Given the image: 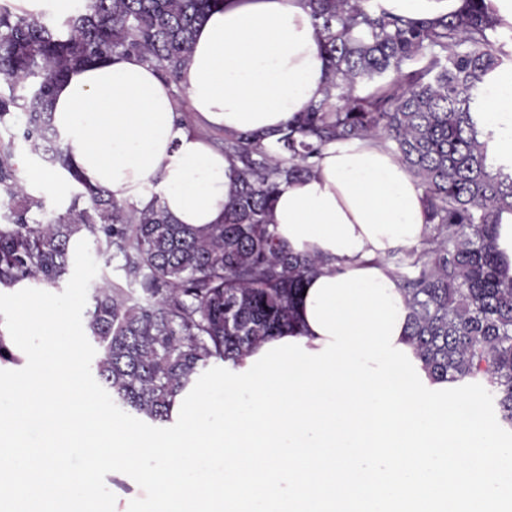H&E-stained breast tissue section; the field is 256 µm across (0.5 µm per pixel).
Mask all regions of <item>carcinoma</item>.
<instances>
[{"label": "carcinoma", "instance_id": "obj_1", "mask_svg": "<svg viewBox=\"0 0 512 512\" xmlns=\"http://www.w3.org/2000/svg\"><path fill=\"white\" fill-rule=\"evenodd\" d=\"M223 3L86 0L51 25L41 11L0 0V128L24 114L31 152L65 179L64 211L51 215L20 176L14 138H0V288H62L70 240L82 231L106 263L122 258L124 281L145 299L114 282L93 297L95 376L137 416L165 422L200 369L296 326L294 297L325 261L279 240L269 220L275 196L325 145L376 137L422 189L421 247L388 257L410 309L409 340L430 376L483 385L498 423L512 429V279L499 245L500 224L512 219V159L491 154L503 134L481 99L512 64V36L499 37L483 0L432 20L393 14L380 0H307L321 30L322 96L273 146L224 134L237 184L224 223L196 230L174 223L158 196L134 208L75 174L51 103L74 69L136 55L174 84L185 112L179 76L194 31Z\"/></svg>", "mask_w": 512, "mask_h": 512}]
</instances>
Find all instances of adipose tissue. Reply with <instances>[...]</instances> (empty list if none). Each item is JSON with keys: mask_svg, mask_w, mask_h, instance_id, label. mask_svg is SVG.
Returning <instances> with one entry per match:
<instances>
[{"mask_svg": "<svg viewBox=\"0 0 512 512\" xmlns=\"http://www.w3.org/2000/svg\"><path fill=\"white\" fill-rule=\"evenodd\" d=\"M324 81L321 35L306 0H224L197 29L179 85L135 56L83 67L56 87L52 124L85 182L138 208L160 196L175 223L204 228L223 223L236 171L202 128L274 141L320 98ZM178 86L196 129L180 120ZM421 197L378 139L334 142L310 173L282 186L271 223L294 254L328 259L306 290L321 276L375 268L397 295L386 258L423 240Z\"/></svg>", "mask_w": 512, "mask_h": 512, "instance_id": "ef3b65f1", "label": "adipose tissue"}]
</instances>
